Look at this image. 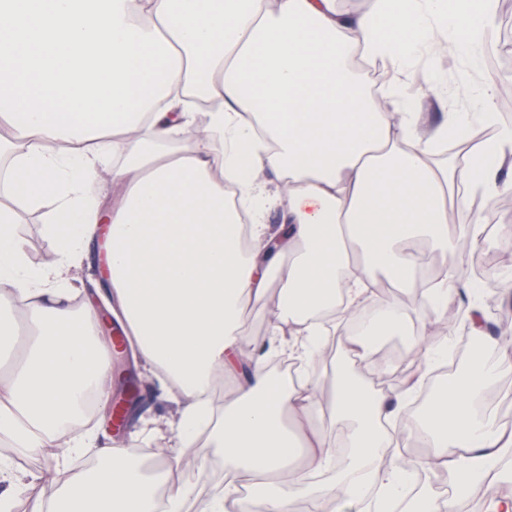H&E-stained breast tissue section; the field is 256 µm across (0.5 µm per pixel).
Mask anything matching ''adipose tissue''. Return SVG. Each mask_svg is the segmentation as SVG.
Returning <instances> with one entry per match:
<instances>
[{
    "label": "adipose tissue",
    "instance_id": "1",
    "mask_svg": "<svg viewBox=\"0 0 512 512\" xmlns=\"http://www.w3.org/2000/svg\"><path fill=\"white\" fill-rule=\"evenodd\" d=\"M495 33L496 0H371L362 11L340 0H0V124L14 131L0 137V182L45 210L54 244L32 267L18 213L0 206V310L11 313L0 334L25 333L0 380V444L20 455L55 449L60 471L91 448L99 458L47 498L38 475L1 457L0 512L23 498L33 512H156V483L122 444L69 432L88 397L104 403L112 390L98 311L71 304L70 270L101 234L112 316L135 364L176 397L175 437L146 431L162 475L183 450L224 451L229 487L198 512H295L300 499L308 512H393L413 467L400 443L418 438L423 467L447 473L455 492L419 494L411 512H461L487 478L512 482V431L484 402L512 370L511 344L493 361L474 345L463 380L405 423L401 404L447 360L448 339L411 335L402 308L381 303L341 334L350 359L328 381L327 401L323 379L275 381L244 320L279 286L268 339L306 364L324 355L331 317L358 315L374 273L412 283L424 237L447 256L422 294L425 319L447 324L464 296L469 332L481 335V291L458 257L480 242L482 217L451 189L512 191L500 178L512 169V126L496 125L473 168L429 157L473 123L496 124L497 90L478 82ZM442 55L466 63V107L448 104ZM362 66L391 70L382 95L365 90ZM408 82L422 94H405ZM429 109L445 121L425 126ZM176 135L186 145L164 150ZM106 167L118 192L109 205L99 190ZM393 335L420 353L417 372L395 393L359 383L353 363ZM226 380L217 420L211 393ZM324 407L330 430L311 429L306 467L289 472L288 421L308 425ZM326 471L333 481H316ZM262 479L271 492L236 497Z\"/></svg>",
    "mask_w": 512,
    "mask_h": 512
}]
</instances>
